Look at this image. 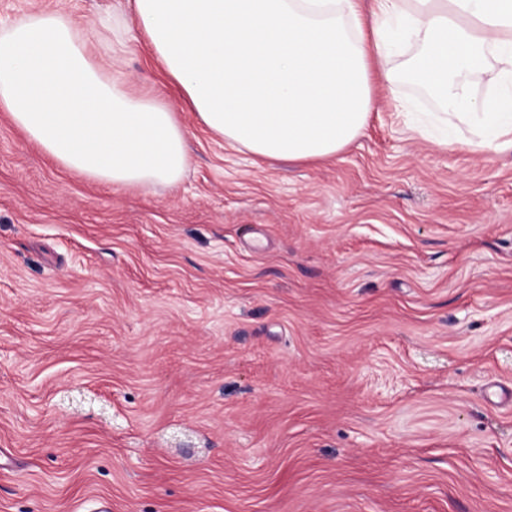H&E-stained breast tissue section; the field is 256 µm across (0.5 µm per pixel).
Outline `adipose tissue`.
Returning a JSON list of instances; mask_svg holds the SVG:
<instances>
[{
    "mask_svg": "<svg viewBox=\"0 0 512 512\" xmlns=\"http://www.w3.org/2000/svg\"><path fill=\"white\" fill-rule=\"evenodd\" d=\"M365 47L355 0H132L151 54L198 121L225 142L288 162L335 156L375 108L372 61L413 41L409 73L441 105L421 136L458 125L473 151L512 149V0H374ZM494 92L479 99L471 84ZM0 110L65 169L113 185L177 182L187 131L159 97L112 76L73 22L46 12L0 30Z\"/></svg>",
    "mask_w": 512,
    "mask_h": 512,
    "instance_id": "adipose-tissue-1",
    "label": "adipose tissue"
}]
</instances>
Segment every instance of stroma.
Returning <instances> with one entry per match:
<instances>
[{
  "label": "stroma",
  "instance_id": "stroma-1",
  "mask_svg": "<svg viewBox=\"0 0 512 512\" xmlns=\"http://www.w3.org/2000/svg\"><path fill=\"white\" fill-rule=\"evenodd\" d=\"M126 30L127 0H0ZM323 162L183 112L173 185L62 168L0 110V512H512V150L412 132L374 88Z\"/></svg>",
  "mask_w": 512,
  "mask_h": 512
}]
</instances>
